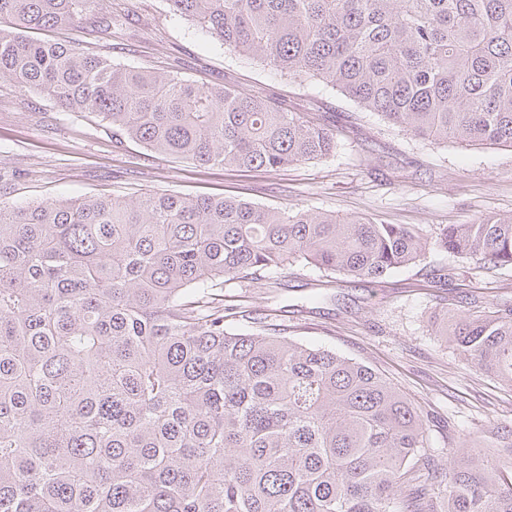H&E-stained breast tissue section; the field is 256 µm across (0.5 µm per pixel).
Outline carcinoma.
I'll use <instances>...</instances> for the list:
<instances>
[{
	"label": "carcinoma",
	"instance_id": "obj_1",
	"mask_svg": "<svg viewBox=\"0 0 512 512\" xmlns=\"http://www.w3.org/2000/svg\"><path fill=\"white\" fill-rule=\"evenodd\" d=\"M100 0H0V84L204 167L326 159L336 130L276 98L104 53ZM224 45L321 81L435 144L512 148V0H167ZM102 48L27 29L88 21ZM512 268V214L428 235L331 213L154 192L16 206L0 194V512H512V427L463 436L432 492L434 417L374 369L258 325L216 292L310 265L378 283L429 248ZM434 323L512 387V306Z\"/></svg>",
	"mask_w": 512,
	"mask_h": 512
}]
</instances>
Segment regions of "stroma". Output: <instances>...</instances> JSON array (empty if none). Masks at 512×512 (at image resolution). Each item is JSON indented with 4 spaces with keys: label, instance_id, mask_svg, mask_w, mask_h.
<instances>
[{
    "label": "stroma",
    "instance_id": "35a3bbf8",
    "mask_svg": "<svg viewBox=\"0 0 512 512\" xmlns=\"http://www.w3.org/2000/svg\"><path fill=\"white\" fill-rule=\"evenodd\" d=\"M123 24L112 59L129 67L177 72L200 86L228 83L246 96L273 95L289 111L329 117L338 147L329 158L284 170L203 168L141 145L115 147L110 127L63 111L42 94L0 86V184L22 205L89 195L137 197L157 190L234 196L288 210L411 224L435 233L448 224L512 213V149L439 146L389 126L326 84L281 75L223 45L167 0H100ZM444 269L447 287L431 281ZM493 310L512 305V269L428 251L423 260L372 284L311 266L271 272L264 287L224 285V303L285 326L288 336L362 362L383 374L423 411L441 419L430 431L434 467H448V440L491 442L493 426H512V391L472 368L432 331L447 294Z\"/></svg>",
    "mask_w": 512,
    "mask_h": 512
}]
</instances>
